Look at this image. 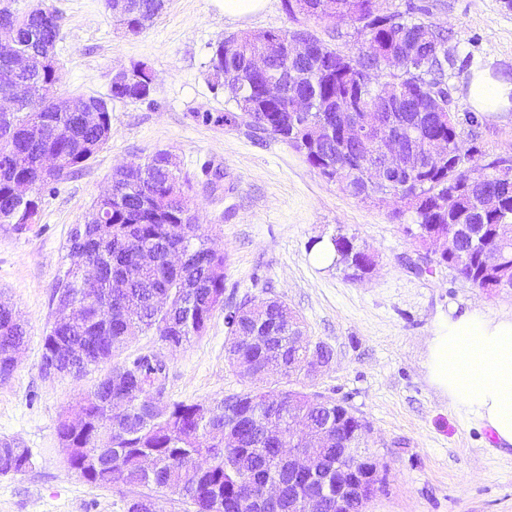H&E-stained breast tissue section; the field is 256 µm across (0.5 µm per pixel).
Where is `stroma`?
<instances>
[{
	"instance_id": "obj_1",
	"label": "stroma",
	"mask_w": 512,
	"mask_h": 512,
	"mask_svg": "<svg viewBox=\"0 0 512 512\" xmlns=\"http://www.w3.org/2000/svg\"><path fill=\"white\" fill-rule=\"evenodd\" d=\"M61 16L58 91L107 96L114 69L146 63L155 90L145 101L112 102V138L97 156L41 193L37 224L22 234L0 229V296L26 323L27 341L12 375L0 382V440L21 441L32 466L0 474V512H126L138 487L103 488L72 474L56 427L64 411L106 372L45 378L43 338L54 321L53 287L68 268L67 240L107 189L115 165L168 152L191 181L202 232L223 251L224 306L204 336L180 348L155 333L130 338L115 353L121 364L151 353L167 363L163 396L210 402L239 391L224 358L225 309L242 300L277 298L304 321L311 341L332 352L330 366L306 379V390L344 401L370 427L363 440L379 462L385 487L366 512H512V446L499 445L482 421L451 406L427 377L428 341L451 311L477 308L512 315V291L496 296L448 266L413 273L417 253L392 205L363 202L310 167L291 145L248 128L206 122L227 112L210 67L213 46L265 30L308 29L342 52L356 50L349 21L288 15L284 0H266L247 17H225L215 0H167L140 34L110 19L105 0H41ZM384 10L425 9L451 35L458 60L448 91L458 113L470 111L473 70L512 80V7L506 0H380ZM460 146L481 166L512 160V111L464 127ZM355 235L378 267L365 282L312 259L310 244L337 230Z\"/></svg>"
}]
</instances>
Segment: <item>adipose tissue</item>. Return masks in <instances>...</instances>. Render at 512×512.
Instances as JSON below:
<instances>
[{
	"mask_svg": "<svg viewBox=\"0 0 512 512\" xmlns=\"http://www.w3.org/2000/svg\"><path fill=\"white\" fill-rule=\"evenodd\" d=\"M467 96L482 113L512 102V82L476 71ZM430 383L451 405L475 414L502 445L512 446V317L491 319L479 310L441 321L429 342Z\"/></svg>",
	"mask_w": 512,
	"mask_h": 512,
	"instance_id": "1",
	"label": "adipose tissue"
}]
</instances>
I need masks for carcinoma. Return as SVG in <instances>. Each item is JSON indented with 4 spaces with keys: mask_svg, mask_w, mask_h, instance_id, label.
I'll return each mask as SVG.
<instances>
[{
    "mask_svg": "<svg viewBox=\"0 0 512 512\" xmlns=\"http://www.w3.org/2000/svg\"><path fill=\"white\" fill-rule=\"evenodd\" d=\"M346 13L357 26L361 45H378L375 53L346 55L305 29L242 33L218 43L212 69L232 76L223 82L224 97L234 110L215 122L247 126L279 138L301 152L308 164L336 182L350 196L375 204L391 194L384 186L367 185L364 170L381 163L375 134L363 143L345 137L337 119L341 104L357 113L373 100L390 96L392 113L410 134L414 150L439 137L448 142V159L417 164L409 154V172L397 194L401 209L413 214L414 226L404 232L416 246L450 224L464 228L458 240V274L490 294L512 288V181L497 168L474 171L456 154L459 116L448 106V71L455 55L448 54L445 31L413 12H382L376 0H286L289 15L317 18L328 4ZM125 15L115 22L136 35L165 7L164 0H125ZM59 16L46 8L0 10V26L13 32L17 46L29 56L19 79L30 82L29 95L14 112L0 113V225L21 234L39 214L40 193L82 169L112 137V100L137 102L152 89L142 82L110 88L106 98L77 96L98 111L89 123L82 112L61 110L55 100L58 71L41 66V56L60 41ZM304 44L294 50L293 40ZM405 66L389 69L391 57ZM268 63L266 79L282 87L276 100L264 97L253 62ZM388 76L382 82L378 74ZM297 97L308 102L305 116L291 120L288 107ZM54 155L61 168L46 174L45 155ZM27 183L30 199L19 200L15 186ZM190 180L171 156L158 152L145 163L112 174V196L97 202L98 211L71 230V265L58 278L54 292L71 299L75 312L55 319L44 336L42 368L55 367L64 376L78 377L89 367L111 360L129 338L153 331L172 347H182L204 335L216 309L224 306V254L213 250L196 223H183L190 211ZM494 194L500 207L487 211L483 196ZM336 260L352 281L360 280L368 255L353 235L338 230L330 239ZM487 245L499 247L507 258L504 270H485L479 255ZM184 261L170 265L169 252ZM225 361L238 371L244 387L208 403L167 400L163 382L167 365L150 355L116 364L94 388L76 400L83 419L61 418L57 437L63 448H83L70 470L99 486L154 485L188 503L194 512H288V460L280 445H298L296 419L325 433L328 443L323 466L336 468V449L356 448L368 432L367 423L346 406L319 392L272 389L268 379L240 370L247 360L255 370L272 358L283 366L287 381L314 376L309 358L327 366L331 351L316 343L300 351L291 337L305 331L299 317L281 300L260 306L245 301L228 310ZM253 336H266L259 346ZM26 339V329L13 306L0 299V372L11 368L9 352ZM278 421L281 439L264 437L265 425ZM153 460L146 471L140 457ZM32 464L30 449L0 441V474L20 473ZM283 484L282 499L266 504L263 490L271 477Z\"/></svg>",
    "mask_w": 512,
    "mask_h": 512,
    "instance_id": "cac0c4a2",
    "label": "carcinoma"
}]
</instances>
